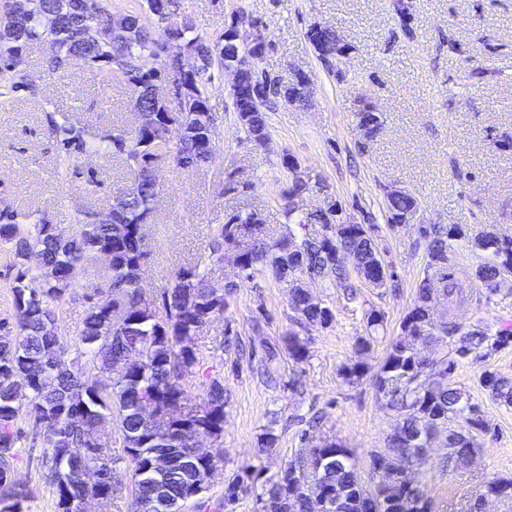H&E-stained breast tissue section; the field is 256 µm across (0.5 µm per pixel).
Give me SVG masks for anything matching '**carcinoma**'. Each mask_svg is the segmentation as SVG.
Returning <instances> with one entry per match:
<instances>
[{
  "mask_svg": "<svg viewBox=\"0 0 512 512\" xmlns=\"http://www.w3.org/2000/svg\"><path fill=\"white\" fill-rule=\"evenodd\" d=\"M157 2L146 0L148 12L128 14L127 32L114 36L108 26L112 14L104 0H25L21 12L14 10L10 0H0V74H6L0 88L4 94L23 87L21 79L10 74L9 61L42 40L43 15L51 13L56 18L53 37L58 55L48 59L49 72L65 69L70 57L80 58L95 74L125 81L132 93L129 108L137 113L135 125L110 130L93 140L83 127L55 120L50 125L61 163L103 146L134 172L133 182L107 200L112 223H96L93 211L82 214L69 227L52 224L44 216L33 220L16 211L0 216V242L16 257L13 314L1 319L0 325L12 324L17 329L16 334L0 338V480L5 471L14 470L26 451L28 437L42 435L41 465L54 489L56 512H82L83 491L70 472L84 455L83 428L102 421L114 430L99 448L105 470L109 474L113 470L115 434L123 444L122 459L132 472L133 512L141 506L145 512H170L173 504L186 512L189 503L201 499L193 486L200 473L221 461L228 399L218 375L209 377L203 402L191 403L187 395L189 383L201 370L195 341L207 325L224 314L226 306L225 298L213 296L200 264L224 261V250L233 248L240 237L249 239L240 276L250 279L255 271L269 269L278 282L289 286L301 326L327 325L334 318L330 307L308 302L306 290L298 284L302 277L352 288L347 268L333 263L336 251L354 252L356 272L376 280L378 288L394 278L375 243L373 224H335L333 216L315 211L299 218L297 224H319L322 232L306 233L299 240L290 233L274 240L261 212L233 210L230 216L235 223L218 225L202 263L177 268L170 287L151 302L144 299L146 292L140 288L138 275L150 256L146 225L157 221L152 204L163 188L151 167L163 154L171 156L184 173L210 162L216 147L208 90L212 70L238 62L241 54L240 41L228 38V33L209 39L195 32L191 22L183 24L179 35L201 60L193 75L197 109L180 114L177 124H172L169 113L162 111L161 94L137 68V59L152 52L159 71L174 69L173 60L157 51V30L149 13ZM243 77L247 84L261 86L264 94L245 104L234 97L233 109L248 137L260 140L267 137L266 106L271 90L268 81L247 66ZM413 206L414 199L405 193L389 195V220L405 216ZM419 234L433 275L419 283L414 305L373 378L377 399L400 418L387 446L372 455L366 476L348 449L333 440L300 449L294 460L263 481L258 512H309L308 496L316 490L336 504L329 512H428L421 486L409 488L398 477L386 485L378 477L388 479L397 473L406 456L424 455L434 426L448 431V461L458 465L477 452L472 434L448 429L451 418L464 415L468 428L486 430L452 377L459 363L486 358L512 343V331L479 328L464 333L463 343L451 357L435 359L428 366L415 359L416 342L443 341L461 332L458 316L467 304L450 272L448 255V241L462 235V228L422 224ZM472 245L491 255V261L476 271V278L493 293L492 285L512 271V238L482 231L473 236ZM31 248L40 254L34 269L24 261ZM100 251L111 255L105 281L112 306H87L79 330L78 355L71 358L66 337L56 332L60 304L76 271ZM435 299L445 301L448 313L439 321L428 322L425 311ZM286 345L294 363L307 361V344L297 333L288 335ZM89 366L107 374V379L87 376ZM481 385L491 399L512 404V380L486 371ZM202 436L213 442L211 458H197L192 452ZM167 448L175 451L178 466L162 478L152 472L151 459ZM315 457L322 466L314 472ZM484 491L512 499V479L491 480ZM245 492L243 480L237 476L229 480L221 503L224 512H236ZM28 498L30 494L15 485L0 483V512H23V501Z\"/></svg>",
  "mask_w": 512,
  "mask_h": 512,
  "instance_id": "obj_1",
  "label": "carcinoma"
}]
</instances>
